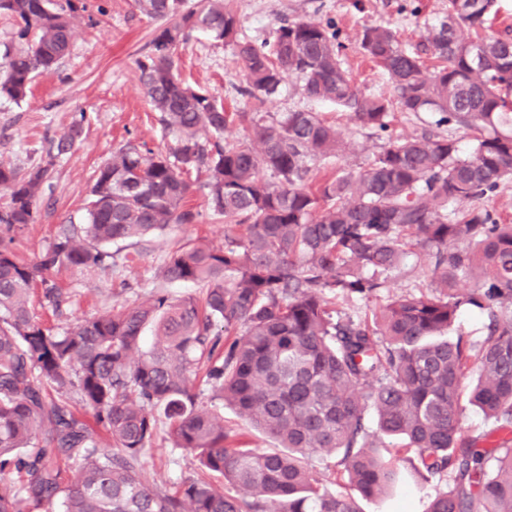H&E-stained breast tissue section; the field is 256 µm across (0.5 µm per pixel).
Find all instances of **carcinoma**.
<instances>
[{
    "label": "carcinoma",
    "mask_w": 512,
    "mask_h": 512,
    "mask_svg": "<svg viewBox=\"0 0 512 512\" xmlns=\"http://www.w3.org/2000/svg\"><path fill=\"white\" fill-rule=\"evenodd\" d=\"M494 4L448 0L414 47L390 27L364 28L359 48L388 75L385 96L354 85L332 24L298 19L270 40L240 41L224 0L186 9L183 0H141L165 24L136 60L139 81L175 146L112 154L96 171L85 224L32 263L12 243L37 222L54 160L22 177L0 163V512H362L356 496L384 495L407 467L425 480L452 475L425 512H512V447L480 448L461 434L466 386L470 406L512 431V224L476 205L512 180V36L481 35ZM79 10L75 0L60 9L54 0H0L21 44L0 56V99L22 101L35 77L58 71ZM194 31L233 47L238 93L252 111H226L175 70L174 53ZM289 76L304 97L382 132L395 109L428 112L435 127L469 136L472 151L461 155L457 139L439 133L390 137L357 176L338 170L317 182L311 163L343 159L346 143L318 112L272 121L260 112ZM235 123L250 127V142L224 140ZM192 178L224 218V246L184 243L162 277L202 285L203 298L154 293L62 332L31 311L38 287L60 304L55 267H100L110 244L195 223ZM414 248L433 259L437 293H390L356 319L329 306L377 295L382 275ZM460 278L476 289L455 294ZM465 305L488 313L477 349L448 339ZM72 394L96 426L69 409ZM224 405L275 447L243 446L224 427ZM162 426L173 447L195 453L235 493L196 478L169 494L145 478L139 457ZM100 429L118 452L100 449ZM388 439L409 456H386ZM314 456L337 458L357 495L321 487ZM12 472L25 479L7 481Z\"/></svg>",
    "instance_id": "carcinoma-1"
}]
</instances>
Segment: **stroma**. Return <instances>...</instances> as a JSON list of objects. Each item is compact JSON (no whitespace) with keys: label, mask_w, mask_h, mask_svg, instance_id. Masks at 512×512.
I'll list each match as a JSON object with an SVG mask.
<instances>
[{"label":"stroma","mask_w":512,"mask_h":512,"mask_svg":"<svg viewBox=\"0 0 512 512\" xmlns=\"http://www.w3.org/2000/svg\"><path fill=\"white\" fill-rule=\"evenodd\" d=\"M74 20L76 35L70 54L58 73L38 76L25 102L0 100V159L19 174H27L45 161H53L52 179L38 200L39 217L16 237L13 249L25 261L35 260L63 229L82 226L95 170L127 145L167 151L174 135L163 132L161 115L149 103L139 81L135 62L149 50L158 20L142 13L137 0H81ZM239 20V33L251 41L272 38L284 22L307 19L335 22L345 37L344 68L359 89L388 94V77L358 49L359 33L370 26L394 27L404 42L417 43L424 20L442 16L448 0H224ZM175 65L190 83L208 89L227 111L246 110L249 104L238 92L243 72L234 63L231 45L196 33L175 55ZM268 119L305 110L321 113L342 130L348 145L343 163L316 161L317 179L334 177L337 168L358 173L379 151L382 141L374 129L351 121L336 106L305 98L295 77H288L283 92L266 101ZM83 132L72 148L57 154L56 143L76 119ZM188 204L199 211L194 224H173L163 232L111 247L106 267L79 269L60 266L51 278L65 300L52 309L42 293L33 307L57 330L65 331L84 319L138 303L156 291L174 297L201 296V286L169 283L161 276L168 253L176 246L203 238L215 246L224 243V220L210 211L205 189L192 186ZM395 291L429 295L436 291L432 265L425 251L416 249L404 263L389 272ZM139 464L164 491L175 492L202 472L194 453L172 447L157 438L144 449ZM451 478L423 480L407 477L381 499H364L362 512H425L429 500L449 490Z\"/></svg>","instance_id":"obj_1"}]
</instances>
